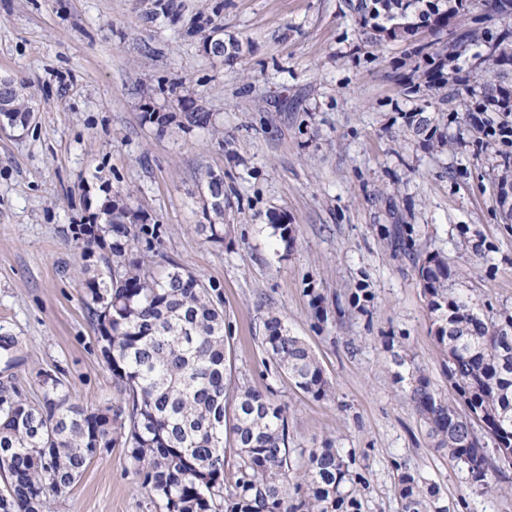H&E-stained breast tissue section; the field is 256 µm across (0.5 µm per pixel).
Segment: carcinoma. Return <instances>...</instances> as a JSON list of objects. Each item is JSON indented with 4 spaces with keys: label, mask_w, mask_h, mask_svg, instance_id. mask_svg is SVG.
Returning a JSON list of instances; mask_svg holds the SVG:
<instances>
[{
    "label": "carcinoma",
    "mask_w": 512,
    "mask_h": 512,
    "mask_svg": "<svg viewBox=\"0 0 512 512\" xmlns=\"http://www.w3.org/2000/svg\"><path fill=\"white\" fill-rule=\"evenodd\" d=\"M362 24L391 40L415 36L421 17L437 22L429 33L448 30L461 9L443 0H358L351 4ZM200 15L195 30L219 29L215 16ZM506 37L486 41L503 70L512 69ZM29 102L0 80V119L16 128L28 124ZM161 132L174 125L190 130L211 124L199 108L149 112ZM203 197L209 223L199 232L224 241V180L206 174ZM103 235L86 233L84 308L97 331L101 354L119 397L101 409L71 401L61 380L41 372V400L0 390V512H50V495L60 496L78 482L101 451L122 445L143 485L156 497L159 512H341L350 491V473L333 442L302 448L292 457L288 420L272 398L228 379L224 311L215 286L171 262L155 275L141 258L139 243L152 251L149 229L139 211L117 196L95 215ZM431 332L448 360L447 397L431 387L420 367L411 365L410 399L429 435L448 457L463 464L476 486L488 485L477 463L476 424L463 421L469 408L486 416V435L512 433V316L505 320L475 311L471 295L448 288V264L436 255L419 268ZM263 345L271 360L302 392L327 396L330 384L315 354L276 316L266 321ZM236 448L238 462L225 471L224 444ZM295 495H290V482ZM401 512H426L437 496L414 475L398 476Z\"/></svg>",
    "instance_id": "obj_1"
}]
</instances>
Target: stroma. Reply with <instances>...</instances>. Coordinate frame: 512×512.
Here are the masks:
<instances>
[{"label":"stroma","instance_id":"stroma-1","mask_svg":"<svg viewBox=\"0 0 512 512\" xmlns=\"http://www.w3.org/2000/svg\"><path fill=\"white\" fill-rule=\"evenodd\" d=\"M242 52L203 51L195 18ZM0 0V77L35 105L25 129H0V386L28 400L38 374L73 402L117 391L83 306L81 230L116 192L153 231L155 268L175 262L223 302L232 378L269 391L290 447L331 439L357 512H400L398 477L437 489L448 512H512V471L471 485L437 449L413 407L401 360L447 393L419 267L436 255L448 285L512 311V231L497 192L512 144L475 130L496 67L486 36L512 32V7L465 45L431 40L434 64L408 44L376 42L348 0ZM211 126L158 132L148 112L178 101ZM224 176V240L209 242L199 190ZM287 219L275 235L270 213ZM279 317L315 352L330 383L312 398L263 345ZM52 512H159L122 446L98 454Z\"/></svg>","mask_w":512,"mask_h":512}]
</instances>
